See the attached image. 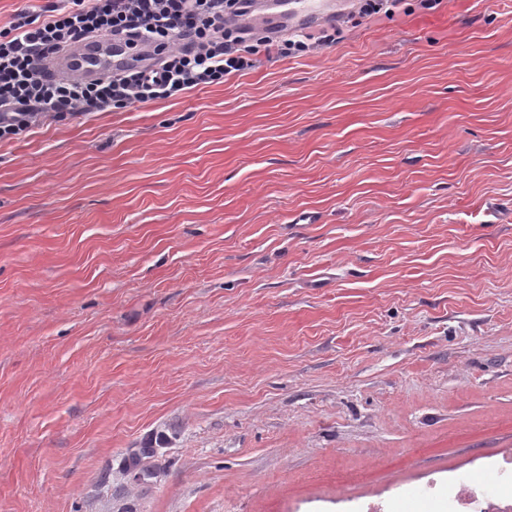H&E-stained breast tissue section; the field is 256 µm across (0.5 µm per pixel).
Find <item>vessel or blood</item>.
Listing matches in <instances>:
<instances>
[{
	"instance_id": "b4317fda",
	"label": "vessel or blood",
	"mask_w": 512,
	"mask_h": 512,
	"mask_svg": "<svg viewBox=\"0 0 512 512\" xmlns=\"http://www.w3.org/2000/svg\"><path fill=\"white\" fill-rule=\"evenodd\" d=\"M351 0H321L318 6L290 0L286 10L275 12L269 0H255L240 17L241 27L270 34L293 32L311 25H333L347 11ZM173 44H145L100 36L75 44L52 59L48 68L58 78L89 83L109 74L149 65L170 54Z\"/></svg>"
}]
</instances>
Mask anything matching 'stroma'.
I'll list each match as a JSON object with an SVG mask.
<instances>
[{
	"mask_svg": "<svg viewBox=\"0 0 512 512\" xmlns=\"http://www.w3.org/2000/svg\"><path fill=\"white\" fill-rule=\"evenodd\" d=\"M329 33L0 143V512H413L512 457V0Z\"/></svg>",
	"mask_w": 512,
	"mask_h": 512,
	"instance_id": "1",
	"label": "stroma"
}]
</instances>
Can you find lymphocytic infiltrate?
Returning <instances> with one entry per match:
<instances>
[{
  "mask_svg": "<svg viewBox=\"0 0 512 512\" xmlns=\"http://www.w3.org/2000/svg\"><path fill=\"white\" fill-rule=\"evenodd\" d=\"M252 0H50L0 30V142L48 116L65 119L113 106L177 99L252 68L251 36L235 24ZM112 35L182 41L155 70L92 83L50 78L48 59L71 44Z\"/></svg>",
  "mask_w": 512,
  "mask_h": 512,
  "instance_id": "1",
  "label": "lymphocytic infiltrate"
}]
</instances>
